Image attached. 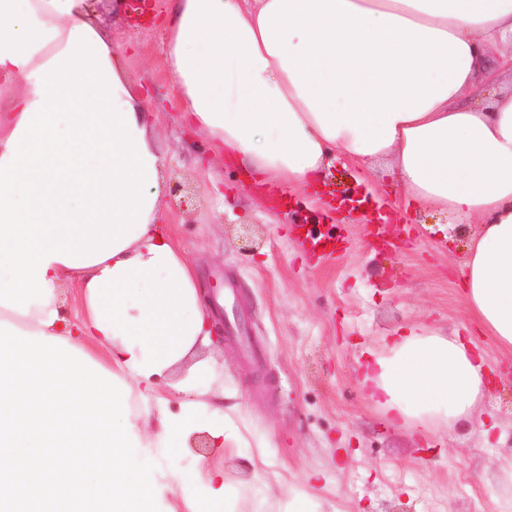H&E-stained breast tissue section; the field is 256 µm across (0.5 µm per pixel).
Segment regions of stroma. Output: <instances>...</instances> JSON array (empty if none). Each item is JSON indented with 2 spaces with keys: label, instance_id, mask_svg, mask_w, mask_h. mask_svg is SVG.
<instances>
[{
  "label": "stroma",
  "instance_id": "obj_1",
  "mask_svg": "<svg viewBox=\"0 0 512 512\" xmlns=\"http://www.w3.org/2000/svg\"><path fill=\"white\" fill-rule=\"evenodd\" d=\"M94 16L150 114L166 185L195 191L185 206L166 197L167 226L208 298L232 285L224 308L246 325L255 354L244 359L229 334L199 352L237 390L248 425L270 445L264 496H255L253 467L234 451L191 450L184 464L222 468L244 493L242 512H278L312 469L330 476L316 488L325 512H474L476 500L495 496L496 460L512 455V355L475 336L490 364L485 396L472 421L437 430L430 441L382 424L359 383L362 350L399 326L449 335L466 323L459 289L467 234L447 240L428 232L446 215L407 205L396 174L381 163L336 161L309 186L284 184L288 203L274 204L275 190L256 185L183 121L163 54L164 0L140 26L114 18L110 0H95ZM346 194L371 195L385 208V239L358 215L330 211ZM302 222L339 236L338 258L303 246L291 231ZM245 224L256 240L251 249L241 242Z\"/></svg>",
  "mask_w": 512,
  "mask_h": 512
}]
</instances>
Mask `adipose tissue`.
Segmentation results:
<instances>
[{
	"mask_svg": "<svg viewBox=\"0 0 512 512\" xmlns=\"http://www.w3.org/2000/svg\"><path fill=\"white\" fill-rule=\"evenodd\" d=\"M164 58L183 118L215 152L305 185L328 149L385 163L411 202L472 224L462 299L512 353V0H168ZM236 104L224 105L226 83ZM0 322L97 344L94 361L149 404L129 422L173 512H240L222 469L180 465L193 437L245 459L263 448L199 359L215 321L161 226L163 165L143 103L87 0H0ZM80 311L66 316L64 286ZM488 361L459 334L407 327L368 349L366 398L387 426L429 434L469 420ZM177 374L178 411L157 392Z\"/></svg>",
	"mask_w": 512,
	"mask_h": 512,
	"instance_id": "adipose-tissue-1",
	"label": "adipose tissue"
}]
</instances>
